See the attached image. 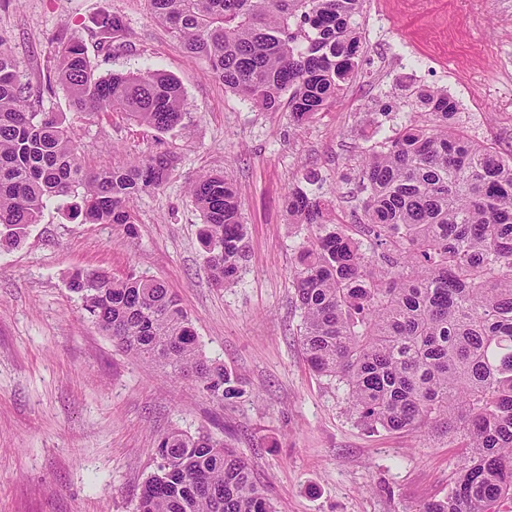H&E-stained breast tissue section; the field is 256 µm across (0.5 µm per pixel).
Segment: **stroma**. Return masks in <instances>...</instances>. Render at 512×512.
<instances>
[{"label":"stroma","instance_id":"obj_1","mask_svg":"<svg viewBox=\"0 0 512 512\" xmlns=\"http://www.w3.org/2000/svg\"><path fill=\"white\" fill-rule=\"evenodd\" d=\"M119 18L114 38L98 19ZM83 42L99 74L176 77L184 130L161 134L119 113L73 109L54 83L56 55ZM0 48L31 103L61 113L92 168L155 154L167 180L133 206L136 232L45 210L0 250V512H134L151 450L173 430L204 431L246 458L276 512H416L444 495L459 458L442 428L364 431L343 391L304 358L292 278L303 230L288 217L298 186L352 223L353 169L372 132L412 117L418 91L448 92L478 141L512 151V0H367L358 74L303 127L215 80L150 13L148 0H0ZM318 175L304 185L306 172ZM221 174L241 190L247 252L238 283L212 285L192 180ZM147 275L179 298L205 356L237 377L218 401L192 379L121 349L67 288L78 270Z\"/></svg>","mask_w":512,"mask_h":512}]
</instances>
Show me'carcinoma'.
Segmentation results:
<instances>
[{
    "mask_svg": "<svg viewBox=\"0 0 512 512\" xmlns=\"http://www.w3.org/2000/svg\"><path fill=\"white\" fill-rule=\"evenodd\" d=\"M365 0H149L154 18L213 78L264 109L287 105L298 126L335 103L358 69ZM56 79L80 112H123L162 133L184 127L183 91L159 72L95 74L67 43ZM413 119L354 168L355 223L299 189L288 214L311 236L293 276L309 366L344 388L365 429L425 433L448 426L462 454L448 494L418 512H503L512 506V154L471 138L457 104L421 91ZM149 156L90 171L55 112L28 103L0 49V248L18 245L51 207L82 224L135 233L130 201L166 180ZM199 242L212 282L235 283L246 257L237 187L215 174L192 182ZM70 292L98 328L217 400L244 394L208 360L180 300L149 276L77 271ZM134 512H275L250 464L209 434L162 435Z\"/></svg>",
    "mask_w": 512,
    "mask_h": 512,
    "instance_id": "carcinoma-1",
    "label": "carcinoma"
}]
</instances>
